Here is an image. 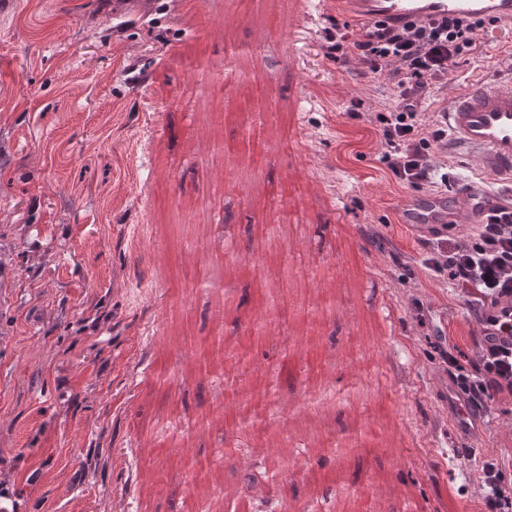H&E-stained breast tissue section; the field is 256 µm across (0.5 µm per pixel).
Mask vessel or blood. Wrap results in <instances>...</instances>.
Listing matches in <instances>:
<instances>
[{
	"instance_id": "vessel-or-blood-1",
	"label": "vessel or blood",
	"mask_w": 512,
	"mask_h": 512,
	"mask_svg": "<svg viewBox=\"0 0 512 512\" xmlns=\"http://www.w3.org/2000/svg\"><path fill=\"white\" fill-rule=\"evenodd\" d=\"M356 16L395 22L466 16L512 18V0H351ZM448 134L454 147L467 151L485 174L462 182L451 197L418 196L406 201L407 223L442 227L459 206L470 215L492 202L490 182L512 184V66L448 96Z\"/></svg>"
}]
</instances>
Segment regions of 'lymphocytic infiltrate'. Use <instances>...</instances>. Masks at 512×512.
<instances>
[{
    "label": "lymphocytic infiltrate",
    "instance_id": "f902f5d3",
    "mask_svg": "<svg viewBox=\"0 0 512 512\" xmlns=\"http://www.w3.org/2000/svg\"><path fill=\"white\" fill-rule=\"evenodd\" d=\"M488 26L512 32V20L451 16L401 25L376 18L355 28L343 22L329 36L328 57L389 93L370 111L354 102L345 112L374 128L379 160L396 183L429 193L447 185V162H433L430 153L432 146L448 147V115L435 94L468 61L478 31ZM424 247L421 264L430 279L458 288L481 326L471 366L450 348L440 351L454 390L476 412L489 396L512 397V196H500L465 233L451 239L432 234ZM481 473L487 512H512L501 463L483 461Z\"/></svg>",
    "mask_w": 512,
    "mask_h": 512
}]
</instances>
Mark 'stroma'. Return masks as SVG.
<instances>
[{
    "mask_svg": "<svg viewBox=\"0 0 512 512\" xmlns=\"http://www.w3.org/2000/svg\"><path fill=\"white\" fill-rule=\"evenodd\" d=\"M200 2L0 0V488L16 512H187L219 482L281 512L269 464L289 457L367 512H480L479 460L512 481V400L450 429L437 334L466 361L480 327L428 281L415 191L344 113L376 94L325 55L337 4L309 25L310 0ZM511 55L512 33L479 35L456 86ZM250 133L258 173L225 183L224 143ZM228 231L236 261L264 258L233 282L235 326ZM233 334L279 377L257 427L197 352Z\"/></svg>",
    "mask_w": 512,
    "mask_h": 512,
    "instance_id": "obj_1",
    "label": "stroma"
}]
</instances>
